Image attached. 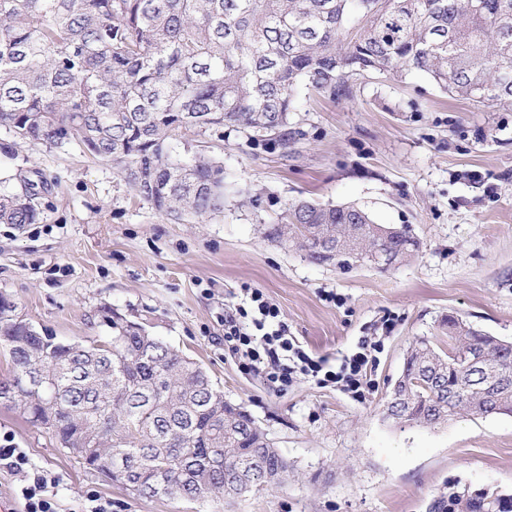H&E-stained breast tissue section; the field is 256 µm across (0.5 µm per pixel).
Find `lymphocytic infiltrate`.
Masks as SVG:
<instances>
[{"label":"lymphocytic infiltrate","instance_id":"f902f5d3","mask_svg":"<svg viewBox=\"0 0 512 512\" xmlns=\"http://www.w3.org/2000/svg\"><path fill=\"white\" fill-rule=\"evenodd\" d=\"M247 304L224 317V345L240 358L242 372L264 375L277 390H287L295 376L311 378L319 385L336 384L352 399L361 402L369 393L383 350L381 341L361 337L356 352L347 356L339 370L329 369L325 359L313 358L288 335L279 308L257 288L247 291ZM19 476L17 497L23 512H59L54 479L48 478L31 461L10 435L0 436V471Z\"/></svg>","mask_w":512,"mask_h":512}]
</instances>
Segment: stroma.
Instances as JSON below:
<instances>
[{
  "label": "stroma",
  "mask_w": 512,
  "mask_h": 512,
  "mask_svg": "<svg viewBox=\"0 0 512 512\" xmlns=\"http://www.w3.org/2000/svg\"><path fill=\"white\" fill-rule=\"evenodd\" d=\"M344 81L336 95L299 87L289 147L232 129L177 137L175 157L224 161V210L200 223L162 216L111 162L77 145L19 143L0 127V144L15 146L0 152V181L37 169L54 183L37 223L0 224V293L18 315L84 343L106 335L101 310L111 307L202 366L290 465L283 486L235 498H141L0 404V434L55 479L63 512H81L92 494L114 512H432L454 492L512 498V416L463 413L433 429L383 412L416 341L447 348L446 315L512 342V110L451 96L414 70L354 71ZM298 198L409 225L419 250L387 270L314 264L263 235ZM247 287L333 367L393 318L366 400L304 380L276 392L240 372L224 346V310L243 303Z\"/></svg>",
  "instance_id": "35a3bbf8"
}]
</instances>
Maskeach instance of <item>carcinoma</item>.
Segmentation results:
<instances>
[{
	"label": "carcinoma",
	"mask_w": 512,
	"mask_h": 512,
	"mask_svg": "<svg viewBox=\"0 0 512 512\" xmlns=\"http://www.w3.org/2000/svg\"><path fill=\"white\" fill-rule=\"evenodd\" d=\"M425 73L489 108H512V0H0V127L23 142L75 143L112 163L168 219L224 208V162L178 159L171 140L196 129L249 130L288 147L301 82L336 93L348 71ZM0 193V223H36L48 181ZM266 237L297 242L317 264L349 268L378 242L407 261L409 227L373 234L355 205L287 204ZM111 335L87 344L40 333L0 294V348L18 386L28 366L44 386L11 408L85 468L142 497H238L282 484L288 460L242 404L197 363L137 324L102 310ZM422 339L402 372L409 397L394 421L444 425L465 412L512 415V343L475 329ZM484 352L500 389L467 383ZM453 512H512L506 501L453 494Z\"/></svg>",
	"instance_id": "1"
}]
</instances>
